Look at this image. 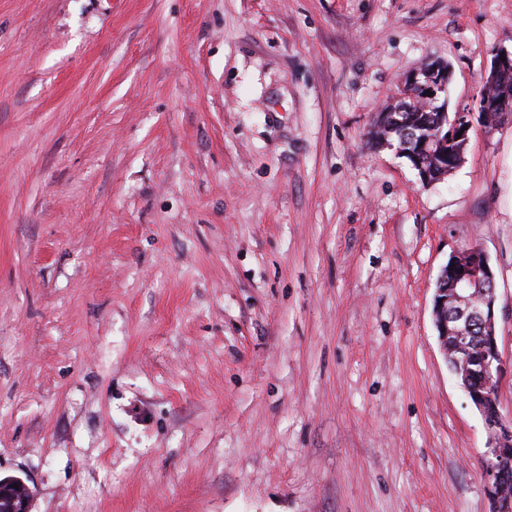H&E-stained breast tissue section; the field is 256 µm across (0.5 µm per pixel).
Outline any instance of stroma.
<instances>
[{"label":"stroma","instance_id":"stroma-1","mask_svg":"<svg viewBox=\"0 0 512 512\" xmlns=\"http://www.w3.org/2000/svg\"><path fill=\"white\" fill-rule=\"evenodd\" d=\"M512 0H0V475L33 512H490L435 281L496 276L512 120L427 185L407 75L475 106Z\"/></svg>","mask_w":512,"mask_h":512}]
</instances>
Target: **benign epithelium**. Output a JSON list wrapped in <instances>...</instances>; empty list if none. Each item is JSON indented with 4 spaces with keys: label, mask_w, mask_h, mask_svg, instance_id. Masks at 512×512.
I'll return each mask as SVG.
<instances>
[{
    "label": "benign epithelium",
    "mask_w": 512,
    "mask_h": 512,
    "mask_svg": "<svg viewBox=\"0 0 512 512\" xmlns=\"http://www.w3.org/2000/svg\"><path fill=\"white\" fill-rule=\"evenodd\" d=\"M512 69V50L499 49L494 54L490 69L485 77L484 84H494L497 77ZM448 65L441 63L428 64L419 74L413 75L409 81L405 94L420 95L427 101L428 107L437 112L447 111V103L440 102L442 94L448 87ZM496 112L498 119L512 116L509 101L488 94H481L477 109L463 108L457 111L451 121L449 137L441 140L421 138L417 143V151L426 150L428 143H433L436 148L452 145L457 142L462 144L468 140L469 130L475 124L485 122L486 115ZM450 280V288L453 297H448L447 290L439 287L435 289L434 305L443 310L453 306L462 314H469L488 324L496 322L495 307L497 302L496 280L493 268L488 256L479 247H474L467 254L454 253L442 267L438 276V283ZM483 372L489 377L485 391L470 392L468 398L479 412H484L485 406L493 400L496 382L500 381L504 358L499 350L497 337L489 338L487 350L481 359ZM512 461V448L505 447L503 434H493L490 437L485 451V474L488 484L487 490L492 500V512H512V501L501 499L500 493L495 490L500 464ZM6 503V512H32L33 490L27 480L20 476L0 477V499Z\"/></svg>",
    "instance_id": "1"
}]
</instances>
